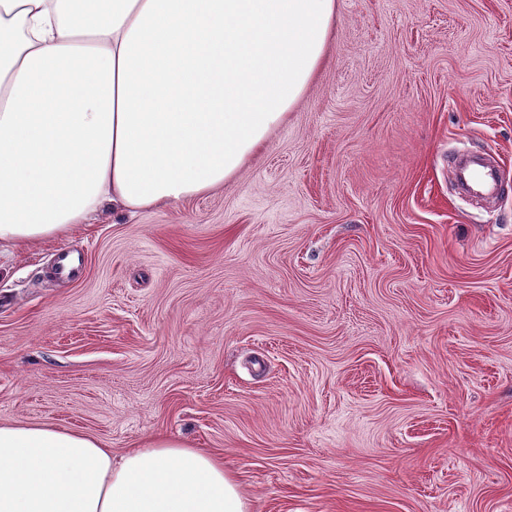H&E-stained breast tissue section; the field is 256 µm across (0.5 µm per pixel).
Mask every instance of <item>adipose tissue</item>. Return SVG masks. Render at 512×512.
Returning <instances> with one entry per match:
<instances>
[{
  "label": "adipose tissue",
  "mask_w": 512,
  "mask_h": 512,
  "mask_svg": "<svg viewBox=\"0 0 512 512\" xmlns=\"http://www.w3.org/2000/svg\"><path fill=\"white\" fill-rule=\"evenodd\" d=\"M336 0H0V250L105 209L223 189L325 60ZM0 512H249L222 457L166 435L113 454L0 423Z\"/></svg>",
  "instance_id": "adipose-tissue-1"
}]
</instances>
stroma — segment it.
<instances>
[{
    "label": "stroma",
    "instance_id": "35a3bbf8",
    "mask_svg": "<svg viewBox=\"0 0 512 512\" xmlns=\"http://www.w3.org/2000/svg\"><path fill=\"white\" fill-rule=\"evenodd\" d=\"M336 4L223 190L0 256V423L185 440L250 512H512V0Z\"/></svg>",
    "mask_w": 512,
    "mask_h": 512
}]
</instances>
